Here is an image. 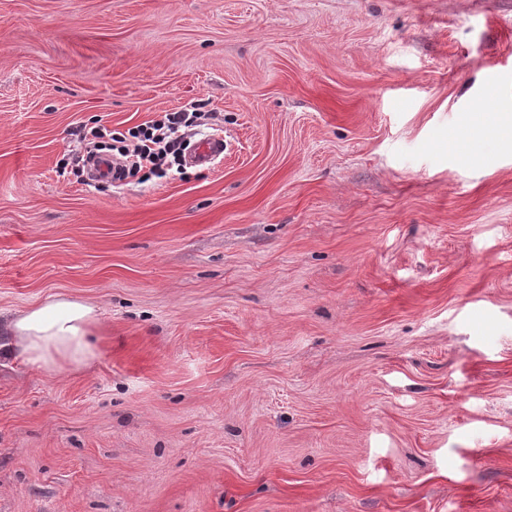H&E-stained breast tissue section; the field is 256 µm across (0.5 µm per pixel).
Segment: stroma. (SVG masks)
<instances>
[{
	"label": "stroma",
	"mask_w": 512,
	"mask_h": 512,
	"mask_svg": "<svg viewBox=\"0 0 512 512\" xmlns=\"http://www.w3.org/2000/svg\"><path fill=\"white\" fill-rule=\"evenodd\" d=\"M204 102L211 168L60 172ZM512 0H0V512H512ZM480 456H473V449ZM101 325L98 307L84 299L57 296L20 313L3 329L1 348L12 361L51 372L89 367L96 358L92 338Z\"/></svg>",
	"instance_id": "obj_1"
}]
</instances>
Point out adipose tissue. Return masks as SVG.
<instances>
[{
	"label": "adipose tissue",
	"mask_w": 512,
	"mask_h": 512,
	"mask_svg": "<svg viewBox=\"0 0 512 512\" xmlns=\"http://www.w3.org/2000/svg\"><path fill=\"white\" fill-rule=\"evenodd\" d=\"M100 325L94 303L58 296L20 313L0 332L8 338L6 355L12 361L60 373L93 363L92 339Z\"/></svg>",
	"instance_id": "ef3b65f1"
}]
</instances>
